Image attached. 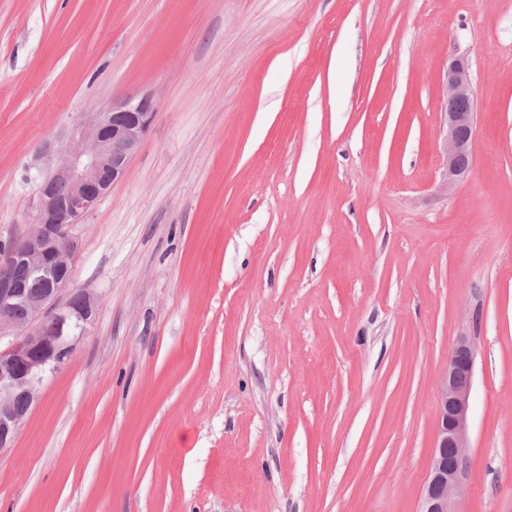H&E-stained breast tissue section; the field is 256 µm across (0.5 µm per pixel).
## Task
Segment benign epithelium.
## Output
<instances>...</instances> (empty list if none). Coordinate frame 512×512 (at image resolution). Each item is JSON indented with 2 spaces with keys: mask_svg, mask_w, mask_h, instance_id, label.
Returning <instances> with one entry per match:
<instances>
[{
  "mask_svg": "<svg viewBox=\"0 0 512 512\" xmlns=\"http://www.w3.org/2000/svg\"><path fill=\"white\" fill-rule=\"evenodd\" d=\"M155 117L149 95L114 99L95 113L78 141L61 147V162L40 176L32 225L15 238L0 266L23 277L0 275V450L12 443L48 372L72 355L92 325L98 299L79 292L78 304L62 300L80 249L75 226L124 178ZM477 95L468 63L448 60L444 112V166L448 191L471 174ZM43 287L33 291L28 280ZM26 319L15 318L17 307ZM475 372L472 337L462 335L448 357L436 401L437 431L418 512H461L470 448V400Z\"/></svg>",
  "mask_w": 512,
  "mask_h": 512,
  "instance_id": "1",
  "label": "benign epithelium"
}]
</instances>
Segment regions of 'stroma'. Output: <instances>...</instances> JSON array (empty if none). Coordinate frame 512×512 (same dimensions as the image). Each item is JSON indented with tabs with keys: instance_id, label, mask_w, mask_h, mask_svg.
I'll list each match as a JSON object with an SVG mask.
<instances>
[{
	"instance_id": "35a3bbf8",
	"label": "stroma",
	"mask_w": 512,
	"mask_h": 512,
	"mask_svg": "<svg viewBox=\"0 0 512 512\" xmlns=\"http://www.w3.org/2000/svg\"><path fill=\"white\" fill-rule=\"evenodd\" d=\"M478 99L442 186L447 60ZM99 299L0 451V512H418L476 349L463 512H512V0H0V243L112 100Z\"/></svg>"
}]
</instances>
